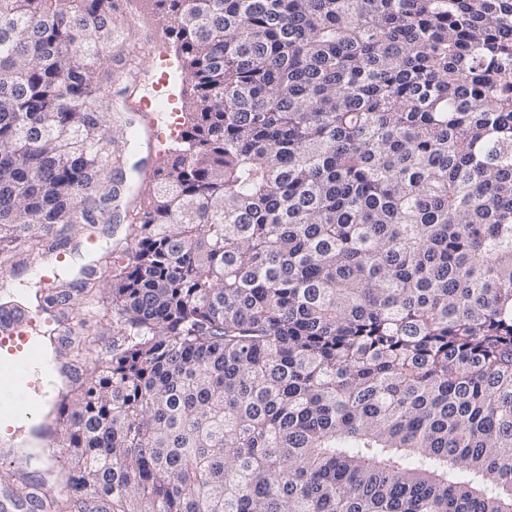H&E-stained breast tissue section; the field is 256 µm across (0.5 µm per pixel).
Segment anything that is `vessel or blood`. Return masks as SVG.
<instances>
[{
    "label": "vessel or blood",
    "instance_id": "vessel-or-blood-1",
    "mask_svg": "<svg viewBox=\"0 0 512 512\" xmlns=\"http://www.w3.org/2000/svg\"><path fill=\"white\" fill-rule=\"evenodd\" d=\"M34 319L9 316L0 319V423L32 414L25 390L39 387L37 366L42 347L32 330Z\"/></svg>",
    "mask_w": 512,
    "mask_h": 512
}]
</instances>
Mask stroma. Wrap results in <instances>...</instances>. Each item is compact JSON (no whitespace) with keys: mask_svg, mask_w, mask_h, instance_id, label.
<instances>
[{"mask_svg":"<svg viewBox=\"0 0 512 512\" xmlns=\"http://www.w3.org/2000/svg\"><path fill=\"white\" fill-rule=\"evenodd\" d=\"M152 0H118L112 23L119 33L112 45L114 59L139 58L142 74L130 87L113 84L108 93L115 104L112 113V160L125 177L117 203L120 212L143 204L148 184L142 183L143 170L157 167L165 150L173 146L182 129L183 115L189 110L190 89L181 75L169 39L156 18ZM127 222L112 224H73L66 230L67 241L57 248L34 252L27 245L14 243L6 255L15 262L13 272L0 277V308L16 310L18 315L37 314L35 293L39 290L69 286V304L73 307L92 302L96 323L92 329L97 343L86 358L75 359L65 346L58 347L55 364L59 374L78 370L87 374L98 359L109 356L120 322L112 310V295L107 280L100 279L92 292L80 289L88 270L111 263L110 248L123 244ZM52 271L50 280H42L40 268ZM24 448L29 458L19 462L0 433V503L10 500L11 512H28L27 494L36 476L45 473L48 464L39 457V446L30 431H23Z\"/></svg>","mask_w":512,"mask_h":512,"instance_id":"stroma-1","label":"stroma"}]
</instances>
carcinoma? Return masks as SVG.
<instances>
[{
    "label": "carcinoma",
    "mask_w": 512,
    "mask_h": 512,
    "mask_svg": "<svg viewBox=\"0 0 512 512\" xmlns=\"http://www.w3.org/2000/svg\"><path fill=\"white\" fill-rule=\"evenodd\" d=\"M153 2L192 112L39 512H512V0ZM114 10L0 0V242L112 221Z\"/></svg>",
    "instance_id": "cac0c4a2"
}]
</instances>
